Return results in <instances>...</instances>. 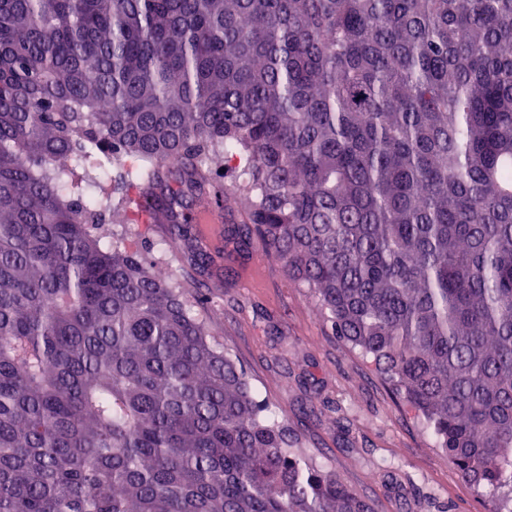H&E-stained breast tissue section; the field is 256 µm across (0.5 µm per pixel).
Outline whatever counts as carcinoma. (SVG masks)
I'll list each match as a JSON object with an SVG mask.
<instances>
[{
  "label": "carcinoma",
  "mask_w": 512,
  "mask_h": 512,
  "mask_svg": "<svg viewBox=\"0 0 512 512\" xmlns=\"http://www.w3.org/2000/svg\"><path fill=\"white\" fill-rule=\"evenodd\" d=\"M512 0H0V512H373L211 336L204 202L512 512ZM224 210L221 206L213 203H207L199 206L194 214V223L201 224V239L208 243L215 234L218 224H225ZM224 218V222H223ZM223 222V223H222Z\"/></svg>",
  "instance_id": "cac0c4a2"
}]
</instances>
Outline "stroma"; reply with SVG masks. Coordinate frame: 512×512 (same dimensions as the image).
Returning <instances> with one entry per match:
<instances>
[{
  "label": "stroma",
  "mask_w": 512,
  "mask_h": 512,
  "mask_svg": "<svg viewBox=\"0 0 512 512\" xmlns=\"http://www.w3.org/2000/svg\"><path fill=\"white\" fill-rule=\"evenodd\" d=\"M215 266L180 269L188 290L210 298L214 336L239 361L257 393L276 404L290 431L376 512H489L487 496L464 481L423 425L368 359L333 336L305 289L254 247Z\"/></svg>",
  "instance_id": "1"
}]
</instances>
